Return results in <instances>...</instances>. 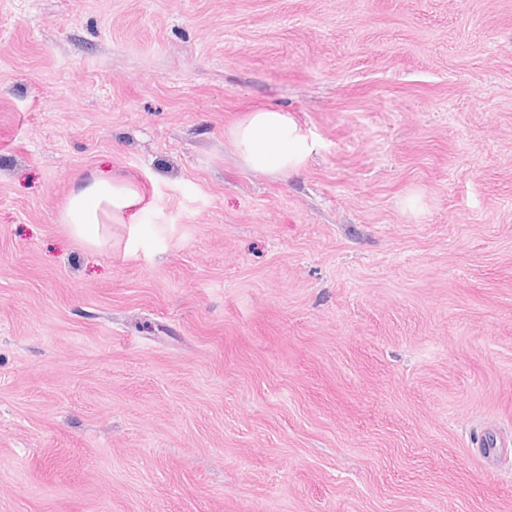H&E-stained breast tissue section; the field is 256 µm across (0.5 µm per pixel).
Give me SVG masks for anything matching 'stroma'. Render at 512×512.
Here are the masks:
<instances>
[{"mask_svg": "<svg viewBox=\"0 0 512 512\" xmlns=\"http://www.w3.org/2000/svg\"><path fill=\"white\" fill-rule=\"evenodd\" d=\"M0 512H512V0H0ZM228 135L248 168L277 177L300 173L319 148L290 112L275 107L249 112ZM147 206L146 191L134 177L94 171L75 180L60 220L74 238L105 249L112 245V224H132Z\"/></svg>", "mask_w": 512, "mask_h": 512, "instance_id": "1", "label": "stroma"}]
</instances>
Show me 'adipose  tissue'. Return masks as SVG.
Returning <instances> with one entry per match:
<instances>
[{
    "instance_id": "1",
    "label": "adipose tissue",
    "mask_w": 512,
    "mask_h": 512,
    "mask_svg": "<svg viewBox=\"0 0 512 512\" xmlns=\"http://www.w3.org/2000/svg\"><path fill=\"white\" fill-rule=\"evenodd\" d=\"M228 135L248 168L277 177L300 173L319 148L290 112L275 107L249 112ZM147 205L146 191L134 177L95 171L75 180L60 220L74 238L105 249L112 244L113 225L131 223Z\"/></svg>"
}]
</instances>
